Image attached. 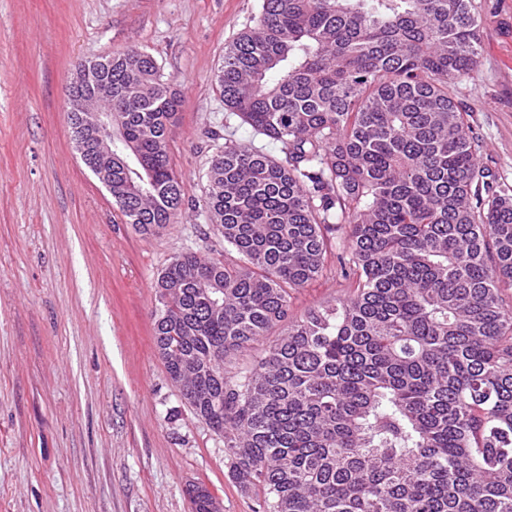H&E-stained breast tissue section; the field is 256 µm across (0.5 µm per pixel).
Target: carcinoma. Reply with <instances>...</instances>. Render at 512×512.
<instances>
[{
    "label": "carcinoma",
    "instance_id": "carcinoma-1",
    "mask_svg": "<svg viewBox=\"0 0 512 512\" xmlns=\"http://www.w3.org/2000/svg\"><path fill=\"white\" fill-rule=\"evenodd\" d=\"M480 50L473 0H261L224 49V109L282 157L233 140L212 157L200 207L237 257L172 261L154 339L270 512H512V190L450 89ZM80 74L68 124L126 223L158 235L183 204L173 80L137 48ZM103 84L112 148L88 121ZM333 247L352 291L288 320ZM283 324L257 365L228 369ZM189 495L213 512L206 487Z\"/></svg>",
    "mask_w": 512,
    "mask_h": 512
}]
</instances>
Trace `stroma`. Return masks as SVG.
<instances>
[{
    "label": "stroma",
    "instance_id": "obj_1",
    "mask_svg": "<svg viewBox=\"0 0 512 512\" xmlns=\"http://www.w3.org/2000/svg\"><path fill=\"white\" fill-rule=\"evenodd\" d=\"M481 55L455 80L478 156L512 187V0H474ZM260 0H0V512H190L204 484L221 512H265L224 440L170 380L154 342L155 284L188 252L223 258L195 203L232 139L281 154L229 115L224 47ZM148 52L181 92L167 139L186 202L157 236L127 224L79 158L67 122L78 69ZM293 291L290 319L350 291L335 253Z\"/></svg>",
    "mask_w": 512,
    "mask_h": 512
}]
</instances>
